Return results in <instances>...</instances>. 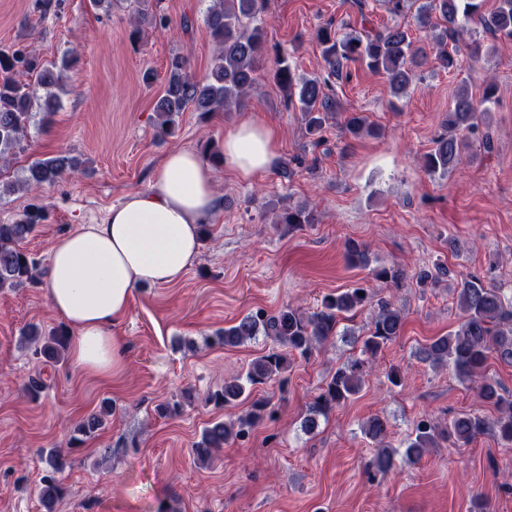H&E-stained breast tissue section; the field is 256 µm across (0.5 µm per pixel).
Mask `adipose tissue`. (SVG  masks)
Masks as SVG:
<instances>
[{
	"label": "adipose tissue",
	"instance_id": "1",
	"mask_svg": "<svg viewBox=\"0 0 512 512\" xmlns=\"http://www.w3.org/2000/svg\"><path fill=\"white\" fill-rule=\"evenodd\" d=\"M274 130L244 121L224 135L223 166L243 179L268 171ZM219 207L211 167L194 151L169 152L146 190L128 194L97 224L58 236L50 249L47 294L70 333L74 371L108 378L121 369L116 328L141 284L182 279L201 245L200 227Z\"/></svg>",
	"mask_w": 512,
	"mask_h": 512
}]
</instances>
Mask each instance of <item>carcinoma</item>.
Wrapping results in <instances>:
<instances>
[{
    "label": "carcinoma",
    "mask_w": 512,
    "mask_h": 512,
    "mask_svg": "<svg viewBox=\"0 0 512 512\" xmlns=\"http://www.w3.org/2000/svg\"><path fill=\"white\" fill-rule=\"evenodd\" d=\"M266 2L212 0L205 23L216 48L214 63L206 77L198 80L189 73L185 57L174 54L169 58L165 90L154 110L158 133H172L176 118L188 109L205 118L241 104L255 88L260 64L270 53L264 28ZM382 2L395 17L413 15L416 28L432 44L435 62L450 72L461 69L466 58L472 63L478 60V44H461L465 32L480 28L501 39L512 40V0H497V6L488 13L483 12V0ZM315 37L322 49L326 75H300L288 57L279 53L275 70V78L286 92L287 106L302 112L309 136L321 134L336 114L334 83L343 76L349 63L360 62L371 72L385 75L390 93L404 97L420 80L427 60L415 47L411 30L399 23L342 33L340 27L327 22L318 26ZM67 65L66 59L48 62L25 49L0 52V165L23 150L28 127L35 116L34 104L42 99L46 110L55 107L56 94L52 89L59 87L62 80L57 68ZM494 97L491 84L483 89L479 103L467 83L457 87L448 106L446 132L434 140L432 149L423 157V167L428 173L444 177L460 166L470 147L467 136L476 135L479 129L480 104ZM344 132L354 138L378 134L366 117L358 113L345 118ZM77 169L78 163L65 155L36 159L25 169L23 181L1 183L0 195L14 192L25 184H56ZM45 219V208L33 204L19 221L0 224L1 289L36 285L46 273L41 262L22 247ZM274 223L300 226L314 223V217L306 208L290 205L276 215ZM345 258L349 265L369 270L375 281L399 287L406 280L404 271L396 265L371 267L368 249L354 241L346 243ZM412 279L420 288L434 286L443 279L457 283V304L463 314L457 330L421 345L416 357L424 363L451 369L463 383H477L480 396L498 415L489 419L475 413H459L448 419L442 429L422 417L414 423L399 450L386 442L385 420L379 416L370 418L362 425L364 435L376 446L370 467L383 475L396 467L398 459L408 464L419 462L429 449L438 447L440 438L462 447L492 432L506 446H512V397L503 393L496 380L483 374L491 356L512 366V295L477 276L459 280L454 269L438 262L420 267ZM364 309L371 312V321L367 332L358 339V353L336 370L308 406L302 427L312 433L320 420L362 391L374 359L401 336L405 324L403 309L366 282L324 296L320 307L313 312L288 304L273 314L263 310L250 312L224 328L219 341L226 346L262 336L271 347L252 360L244 373L224 380V386L209 394L208 401L219 407L242 401L249 402V407L234 420L210 422L194 444L196 460H210L216 451L271 416L270 399L256 397L253 392L273 380L285 382L283 374L294 361L310 359L330 338L340 335L343 315ZM26 339L35 345V353L49 363L60 361L68 351L69 333L62 325L47 333L32 327ZM111 414L112 405H103L99 413L90 415L76 427V434L84 436L96 431ZM45 464L48 474L42 478L38 497L43 512H54L62 493L56 475L63 471L66 460L60 451L52 450L45 456Z\"/></svg>",
    "instance_id": "obj_1"
}]
</instances>
